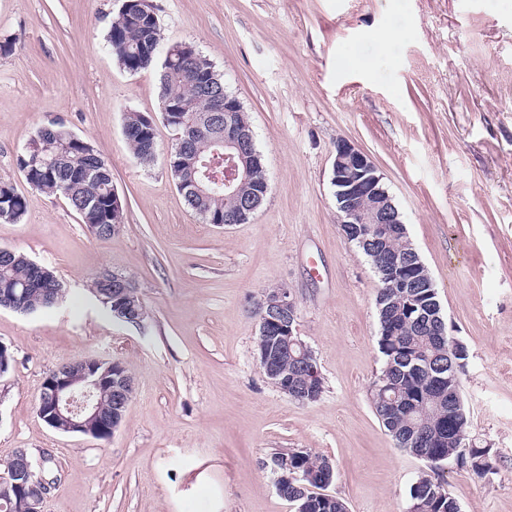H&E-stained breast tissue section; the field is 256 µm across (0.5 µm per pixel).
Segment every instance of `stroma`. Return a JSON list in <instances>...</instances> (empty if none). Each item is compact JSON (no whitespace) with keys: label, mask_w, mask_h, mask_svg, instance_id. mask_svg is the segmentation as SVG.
<instances>
[{"label":"stroma","mask_w":512,"mask_h":512,"mask_svg":"<svg viewBox=\"0 0 512 512\" xmlns=\"http://www.w3.org/2000/svg\"><path fill=\"white\" fill-rule=\"evenodd\" d=\"M165 45L194 43L236 96L269 183L246 223L207 224L169 167L176 133L138 164L124 115L160 111L159 69L131 73L106 43L122 0H0V180L27 201L0 247L53 270L66 295L31 314L0 309L14 355L0 376V474L16 449L56 477L43 512H293L272 458L328 457L348 512H407L427 465L396 448L369 395L383 366L377 276L343 234L332 165L345 139L375 164L426 266L451 338L467 435L497 471L446 466L461 512H512V0H152ZM383 31L398 39L380 42ZM60 122L112 165L125 204L116 234L92 235L65 199L17 165ZM131 278L142 325L91 292ZM291 288L323 393L299 403L256 360L255 303ZM94 356L121 362L134 394L108 440L37 414L43 377Z\"/></svg>","instance_id":"35a3bbf8"}]
</instances>
